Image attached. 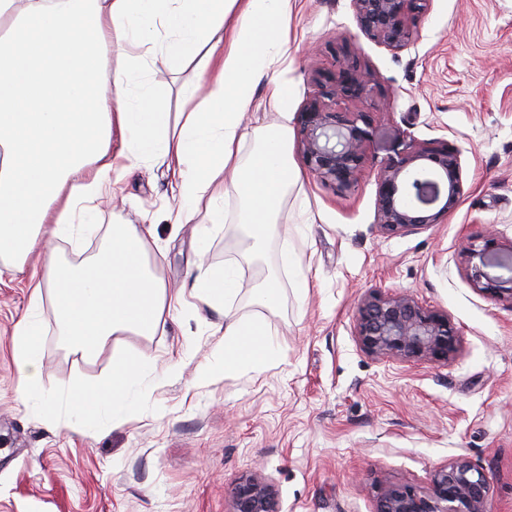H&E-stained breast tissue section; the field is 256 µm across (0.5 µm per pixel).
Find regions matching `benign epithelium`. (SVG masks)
<instances>
[{
  "instance_id": "benign-epithelium-1",
  "label": "benign epithelium",
  "mask_w": 512,
  "mask_h": 512,
  "mask_svg": "<svg viewBox=\"0 0 512 512\" xmlns=\"http://www.w3.org/2000/svg\"><path fill=\"white\" fill-rule=\"evenodd\" d=\"M430 0H351L359 32L368 40L397 52L418 38L417 16ZM315 91L299 112L300 150L309 172L318 180L347 193L358 183L370 139L363 112H344L341 100L365 101L372 92V75L343 61L328 73L312 78ZM463 195L459 153L448 146L410 141L383 162L376 180V225L386 235L440 224ZM491 231L481 248L469 241L463 252L472 259L496 250ZM470 277L478 290L512 302L479 268ZM356 336L360 348L376 359L400 363H448L460 345V333L448 314L422 305L413 295H368L357 307ZM490 487L482 467L457 457L435 469L427 488L408 481L385 483L375 512H487ZM230 512H279L273 485L260 475L235 487Z\"/></svg>"
}]
</instances>
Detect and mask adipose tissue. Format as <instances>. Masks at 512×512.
Wrapping results in <instances>:
<instances>
[{"mask_svg": "<svg viewBox=\"0 0 512 512\" xmlns=\"http://www.w3.org/2000/svg\"><path fill=\"white\" fill-rule=\"evenodd\" d=\"M292 0H0V266L32 265L29 311L12 333L22 399L42 395L41 330L36 313L51 302L71 353L95 359L112 347V374L67 391L70 409L87 424L126 423L137 394L180 375L181 364L158 368L145 353L118 346L122 336H154L166 312L184 297L223 315L224 334L195 379L260 374L283 346L265 320L246 319L233 305L242 280L235 265L199 266L189 294H174L158 275L147 234L116 224L105 248L73 265L47 239H77L88 231L89 204L120 180L112 139L120 137L130 165L149 163L173 179L174 231L199 207L215 211L229 196L241 202L239 226L261 249L280 234V201L299 174L290 163L286 123L264 130L261 146L241 158L244 110L255 86L288 58ZM242 6L232 36L224 22ZM122 66H109L113 48ZM173 63L202 62L196 85L183 93V121L151 101L132 97L133 79L156 53Z\"/></svg>", "mask_w": 512, "mask_h": 512, "instance_id": "obj_1", "label": "adipose tissue"}]
</instances>
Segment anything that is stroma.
<instances>
[{
    "mask_svg": "<svg viewBox=\"0 0 512 512\" xmlns=\"http://www.w3.org/2000/svg\"><path fill=\"white\" fill-rule=\"evenodd\" d=\"M416 29V42L391 52L360 35L350 0H294L288 62L256 86L243 123L246 158L264 126L290 113L300 173L276 214L289 234L272 236L260 257L235 231L233 196L205 254L189 230L171 235L162 215L174 199L161 168L132 169L98 203L96 223L153 225L170 288L190 283L201 263H235L247 286L275 278L280 304L264 316L285 354L261 375L196 385L221 318L184 303L155 336L124 339L131 352L181 364V375L146 396L126 424L85 430L61 387L106 378L112 350L92 361L70 353L47 302L38 312L41 387L57 399L47 418L38 399L18 394L11 342L30 275L0 272V512H229L237 483L255 474L275 487L279 512H374L382 483L428 487L436 468L461 456L484 470L488 512H512V302L477 291L462 252L494 226L499 247L478 265L512 286V0H432ZM347 52L376 85L368 105L350 106L368 112L372 136L357 188L342 195L309 174L297 116L312 74L334 70ZM197 80V63L176 66L159 53L136 82L177 112L183 88ZM278 82L287 101L274 95ZM410 139L458 150L464 194L443 223L387 236L375 221L376 174ZM289 253L307 292L293 286ZM399 289L459 329L448 364L379 360L360 349L358 302Z\"/></svg>",
    "mask_w": 512,
    "mask_h": 512,
    "instance_id": "1",
    "label": "stroma"
}]
</instances>
